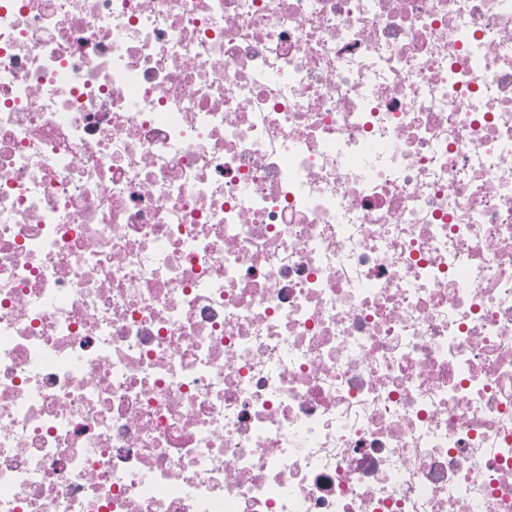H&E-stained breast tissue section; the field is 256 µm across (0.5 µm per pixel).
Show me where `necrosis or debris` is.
<instances>
[{
    "mask_svg": "<svg viewBox=\"0 0 512 512\" xmlns=\"http://www.w3.org/2000/svg\"><path fill=\"white\" fill-rule=\"evenodd\" d=\"M0 512H512V0H0Z\"/></svg>",
    "mask_w": 512,
    "mask_h": 512,
    "instance_id": "necrosis-or-debris-1",
    "label": "necrosis or debris"
}]
</instances>
